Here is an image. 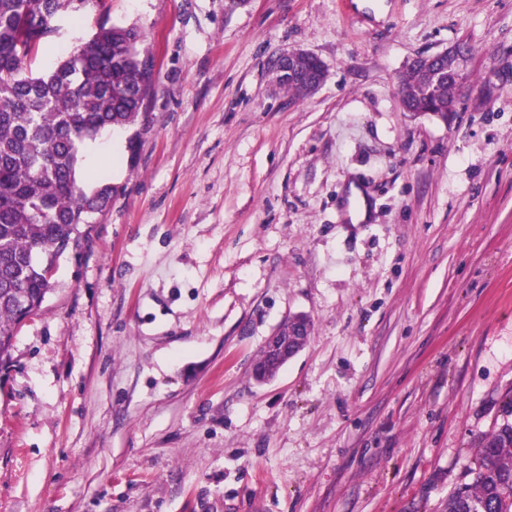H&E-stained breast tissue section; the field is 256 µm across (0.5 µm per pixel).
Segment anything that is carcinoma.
<instances>
[{"mask_svg":"<svg viewBox=\"0 0 512 512\" xmlns=\"http://www.w3.org/2000/svg\"><path fill=\"white\" fill-rule=\"evenodd\" d=\"M89 0H0V366L12 361L23 322L19 299L41 310L56 289L46 265L78 250L112 204L106 177L81 182L84 145L106 130L128 129L142 115L141 87L154 84V55L135 25L101 23L92 36L61 51L49 70L28 63L55 35L54 19L80 12ZM314 69L301 56L277 84L301 97L296 77ZM401 105L446 112L459 85L453 74L430 75L412 65L401 77ZM505 419L478 442L469 481L448 494L446 512H512V393Z\"/></svg>","mask_w":512,"mask_h":512,"instance_id":"1","label":"carcinoma"}]
</instances>
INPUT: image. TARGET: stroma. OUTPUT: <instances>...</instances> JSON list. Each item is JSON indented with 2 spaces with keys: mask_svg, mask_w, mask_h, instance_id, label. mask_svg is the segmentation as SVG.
<instances>
[{
  "mask_svg": "<svg viewBox=\"0 0 512 512\" xmlns=\"http://www.w3.org/2000/svg\"><path fill=\"white\" fill-rule=\"evenodd\" d=\"M157 84L0 370V512H445L512 390V0H91ZM467 43L449 119L406 64ZM325 64L293 100L282 53ZM362 187L366 221L344 202ZM311 338L268 384L266 339Z\"/></svg>",
  "mask_w": 512,
  "mask_h": 512,
  "instance_id": "35a3bbf8",
  "label": "stroma"
}]
</instances>
